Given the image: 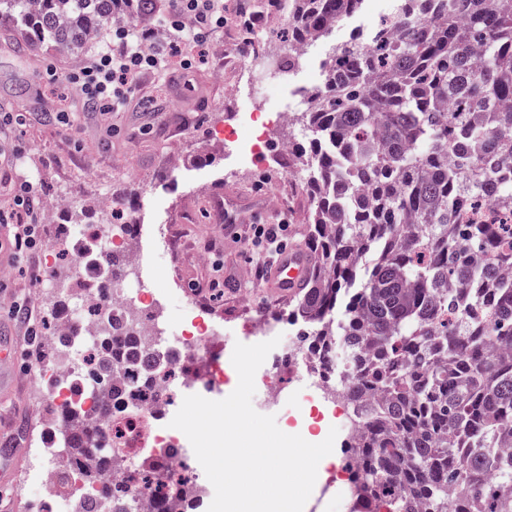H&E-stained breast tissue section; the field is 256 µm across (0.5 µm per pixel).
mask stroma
Returning a JSON list of instances; mask_svg holds the SVG:
<instances>
[{"label": "stroma", "mask_w": 512, "mask_h": 512, "mask_svg": "<svg viewBox=\"0 0 512 512\" xmlns=\"http://www.w3.org/2000/svg\"><path fill=\"white\" fill-rule=\"evenodd\" d=\"M233 8L261 12L251 42H244L236 26L225 25L207 63L190 75L173 72L167 80L146 74L129 109L114 114L110 125L87 113L64 75L78 66L77 58L53 49L17 52L0 42V113L21 112L24 125L0 128V141L14 143L26 153L24 170L40 186V211L57 198L82 205L106 197L125 209H134L138 257L136 273L150 288L160 291L165 311H176L181 298L194 297L210 281L225 279L223 297L210 299L220 314L217 324L226 349L221 361L232 372L230 352L242 340L236 314L247 300L251 315L273 324L288 323L292 301L267 293L253 266L264 255L253 247V224H284L288 243L307 240L308 198L296 169L290 168L281 145L302 140L298 126L276 123L268 127L262 150L265 163L246 166L237 144L214 147L218 131L236 128L245 112L264 113L271 105L288 111L304 109L307 94L321 85L322 63L357 29L369 28L374 18L357 14L342 19L323 42L289 54L280 34L288 28L284 7L260 6L259 0H228ZM54 69L56 82H47L46 69ZM287 77L275 101L252 97L249 87L261 81ZM76 113L73 125L52 119L55 112ZM243 205L239 237L224 240L225 209ZM43 253L21 257L0 279V327L9 330L10 368L14 383L0 391V512H32L30 495L20 493L21 479L36 482L33 448L39 447L43 427L33 409L49 397L35 372L55 349L44 324L60 305L77 307L80 294L71 281L56 282L39 291L46 280ZM29 299L36 320L34 330L14 322V302ZM344 456L317 477L303 512H345L351 499L348 482L339 477Z\"/></svg>", "instance_id": "1"}]
</instances>
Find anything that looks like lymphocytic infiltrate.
<instances>
[{
	"label": "lymphocytic infiltrate",
	"instance_id": "1",
	"mask_svg": "<svg viewBox=\"0 0 512 512\" xmlns=\"http://www.w3.org/2000/svg\"><path fill=\"white\" fill-rule=\"evenodd\" d=\"M225 22L224 0H168L167 9L149 21L113 27L107 43L71 70L66 81L96 114L123 111L143 74L190 71L223 32ZM37 201L34 178L21 180L13 208L0 211V223L14 227L12 237L0 244L1 251L18 257L43 247Z\"/></svg>",
	"mask_w": 512,
	"mask_h": 512
}]
</instances>
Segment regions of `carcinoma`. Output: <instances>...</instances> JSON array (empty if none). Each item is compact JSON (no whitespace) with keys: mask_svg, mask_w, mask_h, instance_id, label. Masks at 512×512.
<instances>
[{"mask_svg":"<svg viewBox=\"0 0 512 512\" xmlns=\"http://www.w3.org/2000/svg\"><path fill=\"white\" fill-rule=\"evenodd\" d=\"M363 0H288L291 50L329 34ZM154 0H0L17 49L82 52L101 28ZM296 121L288 153L310 197L314 264L289 317L342 368L363 431L350 450L351 512H512V464L487 469L512 443V0H397L391 18L336 46ZM118 256L89 258L97 287ZM87 363L112 415L114 377L154 386L170 360L106 321ZM81 431L68 456L125 461ZM115 512H130L118 490ZM97 502V503H99ZM97 503L80 512H97Z\"/></svg>","mask_w":512,"mask_h":512,"instance_id":"carcinoma-1","label":"carcinoma"}]
</instances>
